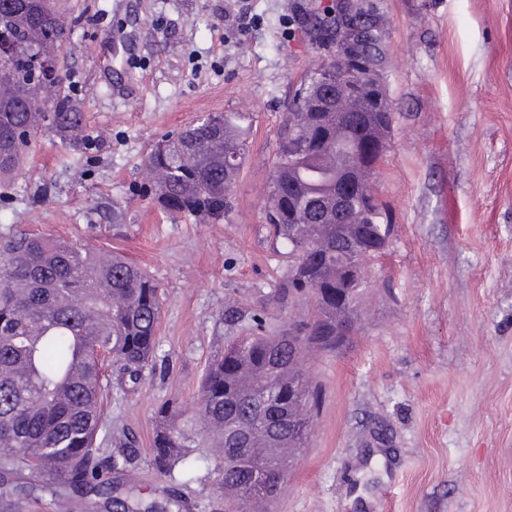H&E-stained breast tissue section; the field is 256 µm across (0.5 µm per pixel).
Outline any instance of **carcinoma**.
I'll return each mask as SVG.
<instances>
[{"label":"carcinoma","mask_w":512,"mask_h":512,"mask_svg":"<svg viewBox=\"0 0 512 512\" xmlns=\"http://www.w3.org/2000/svg\"><path fill=\"white\" fill-rule=\"evenodd\" d=\"M339 6H319L306 28L317 49L336 36ZM53 0H0V182L15 178L40 133L51 131L74 150L84 141V113L63 95L47 103L39 83L60 79L40 66L57 56L71 30L54 22ZM328 65L370 80L376 51ZM314 70L307 96L292 100L282 123L268 186L264 220L270 238L297 255L278 289L281 306L307 300L303 318L271 331L262 319L231 308L232 330L251 322L242 335L224 337V350L206 367L195 414L173 403L159 407L152 464L174 477L191 448H212L216 489L235 512H254L275 498L296 456L306 447L321 405V388L299 363L301 352L335 353L351 336L336 335V322L353 311L361 288L336 258L346 248L385 249L393 224L370 198L367 223L351 239L336 234L332 199L336 176L361 160L362 138L336 148L323 141L320 119L305 111L310 97L332 100L336 87ZM50 107L49 115L39 109ZM249 129L234 112H217L166 133L147 156L156 172L153 199L172 214L208 222L232 209L229 192L242 171ZM242 150L237 163L228 152ZM314 209V239L299 234L288 204ZM163 308L161 285L118 252L87 251L44 233L20 230L0 239V497L36 489L55 501L68 491L105 495L118 470L116 457L97 444L105 417L104 396L117 371L120 383L137 384L156 367ZM26 471L32 484L8 479ZM138 508H161L138 486L130 487Z\"/></svg>","instance_id":"cac0c4a2"}]
</instances>
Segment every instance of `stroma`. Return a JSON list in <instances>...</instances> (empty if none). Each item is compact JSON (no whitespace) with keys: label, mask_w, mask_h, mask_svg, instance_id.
Wrapping results in <instances>:
<instances>
[{"label":"stroma","mask_w":512,"mask_h":512,"mask_svg":"<svg viewBox=\"0 0 512 512\" xmlns=\"http://www.w3.org/2000/svg\"><path fill=\"white\" fill-rule=\"evenodd\" d=\"M56 0L74 34L59 53L86 147L40 136L0 184V237L30 229L116 250L164 291L159 359L112 386L102 445L136 457L113 474L168 512H227L208 448L176 472L152 465L155 413L197 408L222 349L226 307L285 325L305 301L274 300L289 259L270 239L265 188L293 88L322 56L306 34L315 0ZM393 106L374 183L394 231L372 259L349 347L306 357L324 401L273 512H512V0H371ZM140 21L125 65L131 100L105 72L112 35ZM212 112L251 128L217 224L165 212L146 158L160 136Z\"/></svg>","instance_id":"1"}]
</instances>
